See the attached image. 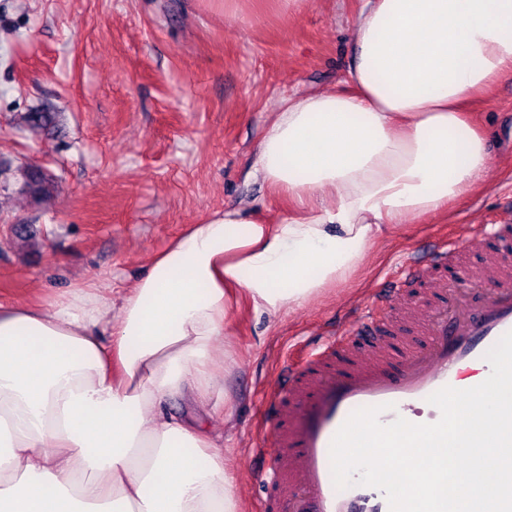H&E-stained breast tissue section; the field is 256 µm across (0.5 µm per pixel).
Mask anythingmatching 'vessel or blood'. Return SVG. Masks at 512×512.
<instances>
[{"label":"vessel or blood","mask_w":512,"mask_h":512,"mask_svg":"<svg viewBox=\"0 0 512 512\" xmlns=\"http://www.w3.org/2000/svg\"><path fill=\"white\" fill-rule=\"evenodd\" d=\"M471 251L480 253L478 264L467 262ZM427 279L438 301H416ZM509 332L512 222L462 226L376 288L320 351L284 365L269 402L271 430L256 450L262 481L290 500V512H390L384 491L335 487L330 446L337 431L355 410L372 406L381 407L385 424L419 416L437 422L429 396L482 383L491 371L486 353Z\"/></svg>","instance_id":"b4317fda"}]
</instances>
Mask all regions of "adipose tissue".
Segmentation results:
<instances>
[{"instance_id":"obj_1","label":"adipose tissue","mask_w":512,"mask_h":512,"mask_svg":"<svg viewBox=\"0 0 512 512\" xmlns=\"http://www.w3.org/2000/svg\"><path fill=\"white\" fill-rule=\"evenodd\" d=\"M348 89L291 97L255 171L294 203L191 225L122 293L104 280L0 302V512H239L215 436L161 409L218 408L233 308L276 315L336 285L383 225L489 171L464 102L512 76V0H368Z\"/></svg>"}]
</instances>
